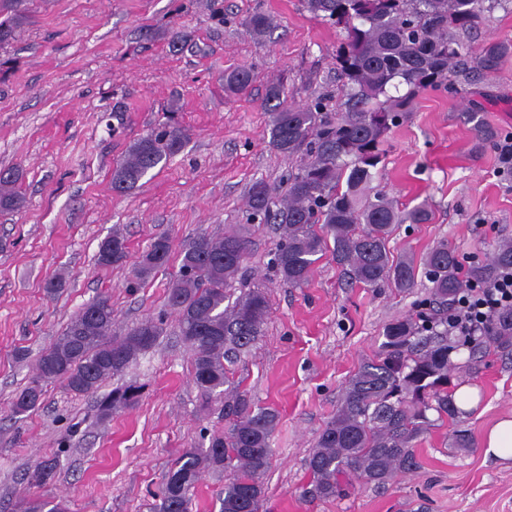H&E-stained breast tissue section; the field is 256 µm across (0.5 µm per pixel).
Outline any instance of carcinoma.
Masks as SVG:
<instances>
[{
    "label": "carcinoma",
    "mask_w": 512,
    "mask_h": 512,
    "mask_svg": "<svg viewBox=\"0 0 512 512\" xmlns=\"http://www.w3.org/2000/svg\"><path fill=\"white\" fill-rule=\"evenodd\" d=\"M512 0H303L307 12L340 28L336 70L335 118L326 115L327 98L302 107L287 102L284 88L272 85L264 99L269 144L281 154L301 155L303 162L288 175V198L279 204L263 181L248 192L247 223L275 224L280 234L271 266L291 287L305 285L315 264L331 253L350 279L368 288L389 285L410 291L418 274L430 283L431 298L414 314L385 325L373 356L349 377L336 416L319 434L309 459L312 495H342L356 480L384 485L400 473L419 467L413 442L431 426L428 412L457 424L459 411L449 389L452 354L466 347L472 356L492 346L512 347V332L496 328L479 340L448 339V309L461 291L493 282L512 269V241L499 244L486 261L465 265L448 241L441 240L421 259L388 248L394 227L431 220L424 207L400 215L396 202L370 183L385 154L387 132L404 120L416 97L428 88L453 89L460 75L488 76L512 56L511 39L486 42L471 56L459 36L470 32L484 13ZM25 0H0V41L11 37L13 16ZM244 25L255 38L270 27L261 13ZM252 82L251 69L224 76V87L240 93ZM184 146L177 129L137 139L112 169V191L124 195L161 162ZM19 170H0V210L24 205ZM112 259L99 245L97 262L119 266L127 245L117 234ZM245 236L238 229L220 237L196 236L173 255L168 238L149 243L134 268L136 288L177 259L179 269L167 289V305L177 314L182 340L189 349L193 381L210 398L224 400L230 426L209 439L205 448L186 450L171 467L154 512H191L201 473L209 468L227 474L221 512H260L262 476L272 460L271 439L278 413L255 404L233 384V366L264 335L269 301L252 288L234 302L228 288L241 279L248 262ZM163 328L146 319L125 335L112 336V303L105 295L86 302L71 317L56 342L34 363L31 381L15 397L17 416L35 410L43 385L60 381L75 394L96 397L98 415L107 419L138 403L134 385L99 394L105 382L122 373L139 354L151 349ZM55 465L42 462L28 472L36 485L49 481ZM13 512H67L62 500H20Z\"/></svg>",
    "instance_id": "cac0c4a2"
}]
</instances>
